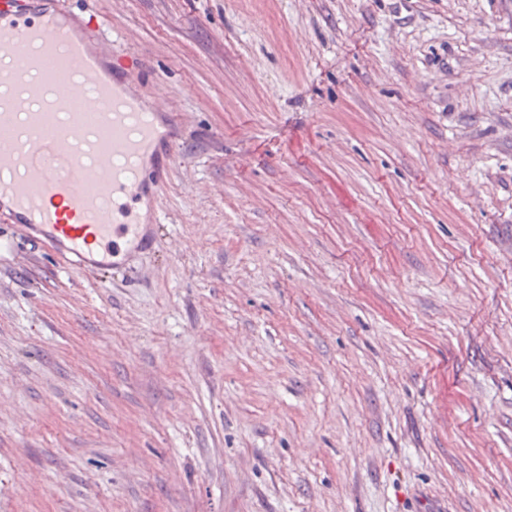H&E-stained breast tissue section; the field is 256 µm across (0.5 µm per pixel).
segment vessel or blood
I'll return each mask as SVG.
<instances>
[{"label": "vessel or blood", "mask_w": 512, "mask_h": 512, "mask_svg": "<svg viewBox=\"0 0 512 512\" xmlns=\"http://www.w3.org/2000/svg\"><path fill=\"white\" fill-rule=\"evenodd\" d=\"M105 19L0 0V215L77 273L151 250L173 130L121 86Z\"/></svg>", "instance_id": "vessel-or-blood-1"}]
</instances>
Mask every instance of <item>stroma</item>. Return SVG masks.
I'll return each mask as SVG.
<instances>
[{
	"label": "stroma",
	"instance_id": "stroma-1",
	"mask_svg": "<svg viewBox=\"0 0 512 512\" xmlns=\"http://www.w3.org/2000/svg\"><path fill=\"white\" fill-rule=\"evenodd\" d=\"M182 113L111 285L0 218V512H512V0H68Z\"/></svg>",
	"mask_w": 512,
	"mask_h": 512
}]
</instances>
